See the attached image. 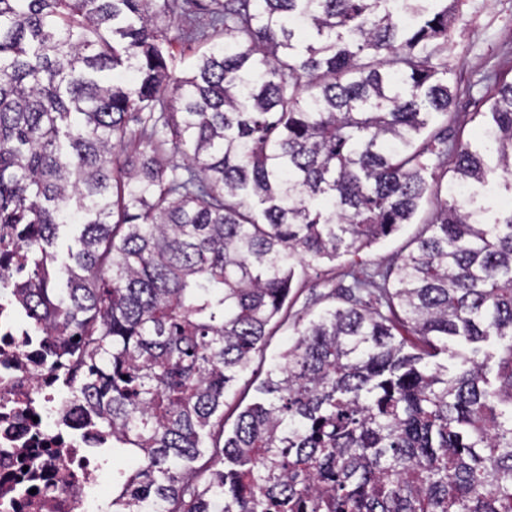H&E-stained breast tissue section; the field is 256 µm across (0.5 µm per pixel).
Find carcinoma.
<instances>
[{
    "label": "carcinoma",
    "mask_w": 512,
    "mask_h": 512,
    "mask_svg": "<svg viewBox=\"0 0 512 512\" xmlns=\"http://www.w3.org/2000/svg\"><path fill=\"white\" fill-rule=\"evenodd\" d=\"M176 2L0 0L12 287L79 353L112 512H512V209L484 204L512 197V81L484 77L474 149L448 142V0H211L182 78ZM425 205L401 261L294 324L224 435L298 273ZM209 46L204 40H184L176 38L172 40L168 48L170 54V68L173 73L182 77L190 72V68L196 58Z\"/></svg>",
    "instance_id": "obj_1"
}]
</instances>
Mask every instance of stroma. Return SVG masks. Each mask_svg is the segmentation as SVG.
Returning a JSON list of instances; mask_svg holds the SVG:
<instances>
[{
  "label": "stroma",
  "instance_id": "1",
  "mask_svg": "<svg viewBox=\"0 0 512 512\" xmlns=\"http://www.w3.org/2000/svg\"><path fill=\"white\" fill-rule=\"evenodd\" d=\"M459 20L454 27L448 50L453 69L452 83L458 89L454 110L459 122L449 130L451 138L477 142V124L473 112L482 110L489 70L512 72V0H460ZM422 229L421 223L403 225L397 232L378 240L359 253H344L336 259L311 263L294 281L288 298L287 324L276 329L264 353L256 355L247 373L225 399L224 430L232 432L238 413L258 396L257 389L278 354L287 348L293 319L311 318L321 307L316 299L333 288L351 284L350 269L371 271L391 264L409 252V243Z\"/></svg>",
  "mask_w": 512,
  "mask_h": 512
}]
</instances>
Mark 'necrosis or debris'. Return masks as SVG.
I'll list each match as a JSON object with an SVG mask.
<instances>
[{
	"label": "necrosis or debris",
	"instance_id": "obj_1",
	"mask_svg": "<svg viewBox=\"0 0 512 512\" xmlns=\"http://www.w3.org/2000/svg\"><path fill=\"white\" fill-rule=\"evenodd\" d=\"M17 239L0 225V512H99L98 454L112 433L64 394L68 350L20 312L7 279Z\"/></svg>",
	"mask_w": 512,
	"mask_h": 512
}]
</instances>
